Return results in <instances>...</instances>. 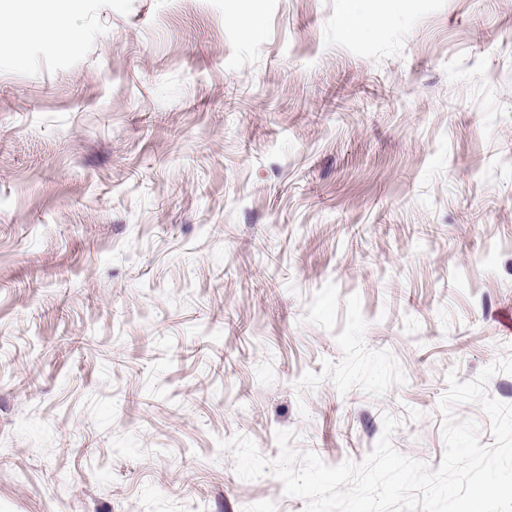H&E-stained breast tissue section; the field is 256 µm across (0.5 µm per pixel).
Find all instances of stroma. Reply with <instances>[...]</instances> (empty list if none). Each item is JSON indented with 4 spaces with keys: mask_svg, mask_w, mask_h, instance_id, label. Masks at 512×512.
<instances>
[{
    "mask_svg": "<svg viewBox=\"0 0 512 512\" xmlns=\"http://www.w3.org/2000/svg\"><path fill=\"white\" fill-rule=\"evenodd\" d=\"M376 4L0 0V512H304L219 440L387 414L438 469L512 351V0ZM382 20L381 15L375 10H369L360 14H353L345 21V32L349 37H359L365 28L378 24Z\"/></svg>",
    "mask_w": 512,
    "mask_h": 512,
    "instance_id": "1",
    "label": "stroma"
}]
</instances>
